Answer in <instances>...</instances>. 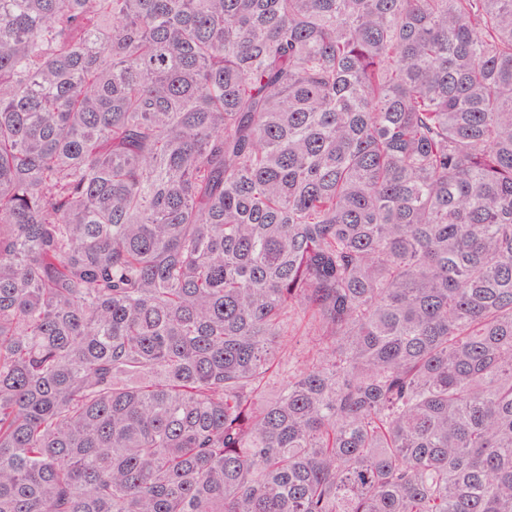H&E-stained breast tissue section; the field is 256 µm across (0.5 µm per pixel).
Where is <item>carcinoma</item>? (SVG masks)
Segmentation results:
<instances>
[{"label": "carcinoma", "mask_w": 512, "mask_h": 512, "mask_svg": "<svg viewBox=\"0 0 512 512\" xmlns=\"http://www.w3.org/2000/svg\"><path fill=\"white\" fill-rule=\"evenodd\" d=\"M0 512H512V0H0Z\"/></svg>", "instance_id": "obj_1"}]
</instances>
